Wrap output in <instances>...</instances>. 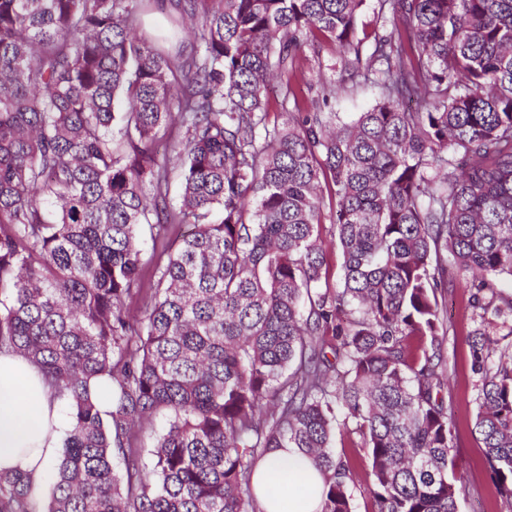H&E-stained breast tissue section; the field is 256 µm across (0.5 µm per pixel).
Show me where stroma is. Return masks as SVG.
<instances>
[{
  "mask_svg": "<svg viewBox=\"0 0 512 512\" xmlns=\"http://www.w3.org/2000/svg\"><path fill=\"white\" fill-rule=\"evenodd\" d=\"M465 275H457L448 288L438 293L445 319L456 329L446 336L443 355L447 366V398L455 409L453 429L456 448L455 471L459 487V512H505L494 481L484 463V453L474 431L476 406L474 381L469 369V347L466 331L471 311L465 300ZM333 452L349 459L356 468L351 485L354 512H373L371 483L363 469L367 453L358 438L336 431Z\"/></svg>",
  "mask_w": 512,
  "mask_h": 512,
  "instance_id": "obj_1",
  "label": "stroma"
}]
</instances>
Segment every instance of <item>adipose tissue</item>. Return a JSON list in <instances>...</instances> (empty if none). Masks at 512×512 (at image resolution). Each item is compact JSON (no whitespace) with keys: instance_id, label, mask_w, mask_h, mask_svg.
<instances>
[{"instance_id":"adipose-tissue-1","label":"adipose tissue","mask_w":512,"mask_h":512,"mask_svg":"<svg viewBox=\"0 0 512 512\" xmlns=\"http://www.w3.org/2000/svg\"><path fill=\"white\" fill-rule=\"evenodd\" d=\"M71 428L66 402L52 398L39 369L20 354L0 352V469L29 479L42 500L47 473ZM252 488L264 512H321L324 479L299 449L276 448L257 465Z\"/></svg>"}]
</instances>
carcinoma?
<instances>
[{
	"label": "carcinoma",
	"instance_id": "obj_1",
	"mask_svg": "<svg viewBox=\"0 0 512 512\" xmlns=\"http://www.w3.org/2000/svg\"><path fill=\"white\" fill-rule=\"evenodd\" d=\"M375 2L391 27L360 38L366 0H177L160 29L159 0H0V350L72 424L47 505L0 470V512H263L253 469L288 447L325 474L322 512H352L338 427L367 449L374 512H458L454 273L475 432L512 509V0ZM325 46L377 89L349 122L324 111L335 86L296 80ZM146 231L161 250L133 318Z\"/></svg>",
	"mask_w": 512,
	"mask_h": 512
}]
</instances>
